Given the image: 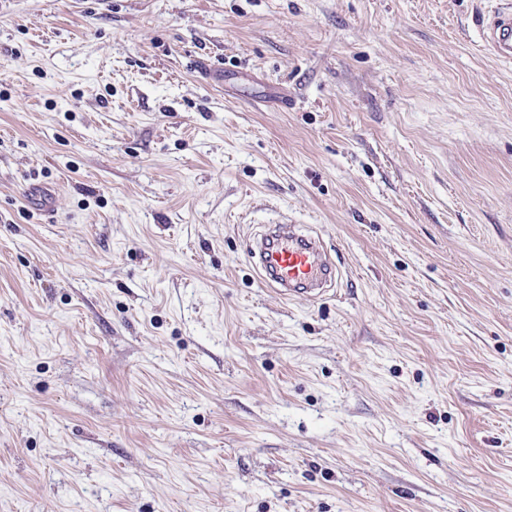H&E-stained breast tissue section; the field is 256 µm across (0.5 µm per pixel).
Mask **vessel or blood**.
<instances>
[{"label": "vessel or blood", "mask_w": 512, "mask_h": 512, "mask_svg": "<svg viewBox=\"0 0 512 512\" xmlns=\"http://www.w3.org/2000/svg\"><path fill=\"white\" fill-rule=\"evenodd\" d=\"M484 41L496 57L512 59V6L482 18ZM249 257L257 259L265 284L286 299L304 295L313 300L334 296L339 272L323 251L319 238L307 236L293 224L274 226L263 235Z\"/></svg>", "instance_id": "b4317fda"}]
</instances>
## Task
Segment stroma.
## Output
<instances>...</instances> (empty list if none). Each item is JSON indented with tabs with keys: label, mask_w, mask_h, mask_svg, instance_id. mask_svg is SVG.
I'll return each instance as SVG.
<instances>
[{
	"label": "stroma",
	"mask_w": 512,
	"mask_h": 512,
	"mask_svg": "<svg viewBox=\"0 0 512 512\" xmlns=\"http://www.w3.org/2000/svg\"><path fill=\"white\" fill-rule=\"evenodd\" d=\"M508 1L0 0V512H512ZM484 41L500 59H512V6L498 9L482 18ZM263 234L256 249L249 246L251 260L258 258L263 282L285 299L306 295L319 300L335 296L339 271L323 251L320 239L306 236L293 224H280Z\"/></svg>",
	"instance_id": "obj_1"
}]
</instances>
